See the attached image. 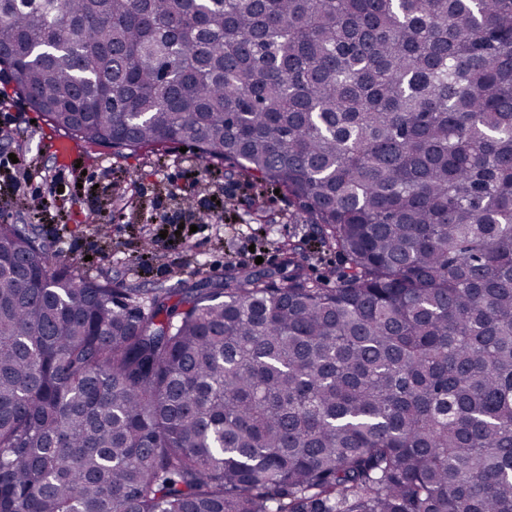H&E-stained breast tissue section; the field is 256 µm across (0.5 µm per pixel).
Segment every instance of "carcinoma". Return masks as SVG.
Instances as JSON below:
<instances>
[{
    "label": "carcinoma",
    "instance_id": "1",
    "mask_svg": "<svg viewBox=\"0 0 512 512\" xmlns=\"http://www.w3.org/2000/svg\"><path fill=\"white\" fill-rule=\"evenodd\" d=\"M0 46L53 127L345 258L172 294L0 224V512H512V0H0Z\"/></svg>",
    "mask_w": 512,
    "mask_h": 512
}]
</instances>
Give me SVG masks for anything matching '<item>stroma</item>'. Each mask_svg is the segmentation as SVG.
<instances>
[{
    "mask_svg": "<svg viewBox=\"0 0 512 512\" xmlns=\"http://www.w3.org/2000/svg\"><path fill=\"white\" fill-rule=\"evenodd\" d=\"M0 224L34 228L54 260L77 261L81 276L179 291L187 282H223L233 269L286 274L282 246L305 245L307 274L332 287L344 267L320 247L316 228L289 197L194 149L166 145L125 156L72 140L58 159L48 125L12 87L0 88Z\"/></svg>",
    "mask_w": 512,
    "mask_h": 512,
    "instance_id": "obj_1",
    "label": "stroma"
}]
</instances>
